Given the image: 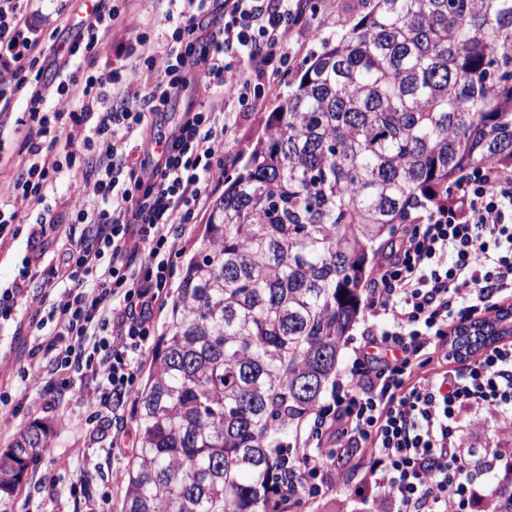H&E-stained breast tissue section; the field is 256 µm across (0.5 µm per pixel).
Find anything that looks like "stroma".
<instances>
[{
  "mask_svg": "<svg viewBox=\"0 0 512 512\" xmlns=\"http://www.w3.org/2000/svg\"><path fill=\"white\" fill-rule=\"evenodd\" d=\"M302 23L292 38V69L303 66L310 52L318 50L319 34L333 32L336 14L343 0H305ZM281 94L269 96L264 104L246 113L224 148L226 173L238 168L239 152L264 128L271 112L280 104ZM34 345L30 336L14 335L11 326L0 327V380H11L18 414L0 415V448H6L14 435L31 424L46 426L49 448L41 450L30 462L22 482L11 493H0V512H73L66 491L71 482L86 479L93 494L89 512H122L125 474L129 457H110L99 447L87 420L82 392H75L64 406L46 411L34 391H22L14 375L26 364ZM335 468L347 474L324 495L311 499L299 496L294 512H371L370 492L363 478L365 461L360 455L338 452Z\"/></svg>",
  "mask_w": 512,
  "mask_h": 512,
  "instance_id": "35a3bbf8",
  "label": "stroma"
}]
</instances>
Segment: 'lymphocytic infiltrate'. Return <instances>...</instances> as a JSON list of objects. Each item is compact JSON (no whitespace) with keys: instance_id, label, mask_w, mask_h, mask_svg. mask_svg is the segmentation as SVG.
Segmentation results:
<instances>
[{"instance_id":"f902f5d3","label":"lymphocytic infiltrate","mask_w":512,"mask_h":512,"mask_svg":"<svg viewBox=\"0 0 512 512\" xmlns=\"http://www.w3.org/2000/svg\"><path fill=\"white\" fill-rule=\"evenodd\" d=\"M160 2L163 26L156 40L139 35L135 54L114 45L116 0H79L75 22L59 5L49 45L26 0H0V152L22 127L28 155L0 202V246L26 238L24 274L0 284V324L40 332L37 358L19 370L37 398L56 406L91 384L89 418L111 433L116 456L129 451L122 411L170 298L173 258L224 181V145L240 113L286 76L304 12L303 0ZM111 50L120 68L98 71ZM229 53L237 65L225 63ZM45 71L56 83L42 82ZM192 83L216 103L157 132L158 115ZM20 94L26 107L16 117ZM149 140L161 148L152 157L141 151ZM60 182L70 191L63 214L53 202ZM451 195L452 205L426 209L391 243L370 280L371 323L346 379L294 443L295 491L316 497L333 487V439L362 452L374 512H475L488 476L512 467V428L495 431L492 449L474 443L512 408V344L427 370L449 325L512 299V170H474ZM33 209L36 221L25 224Z\"/></svg>"}]
</instances>
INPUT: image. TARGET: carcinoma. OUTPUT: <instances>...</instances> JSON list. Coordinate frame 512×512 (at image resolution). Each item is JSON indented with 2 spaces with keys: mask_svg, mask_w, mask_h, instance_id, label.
I'll use <instances>...</instances> for the list:
<instances>
[{
  "mask_svg": "<svg viewBox=\"0 0 512 512\" xmlns=\"http://www.w3.org/2000/svg\"><path fill=\"white\" fill-rule=\"evenodd\" d=\"M224 177L142 386L122 512H281L375 245L512 168V0H351ZM50 446L0 450V492ZM512 512V483L493 490Z\"/></svg>",
  "mask_w": 512,
  "mask_h": 512,
  "instance_id": "cac0c4a2",
  "label": "carcinoma"
}]
</instances>
